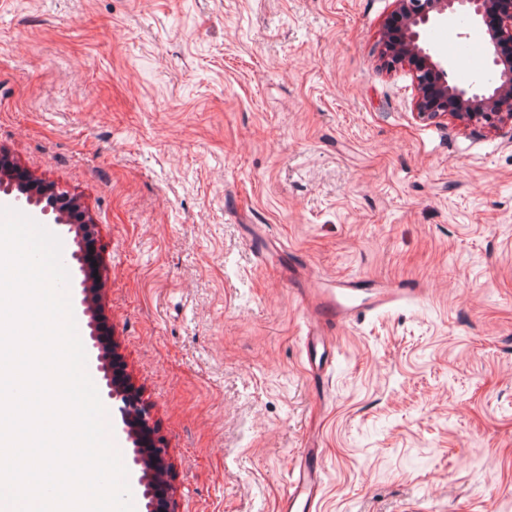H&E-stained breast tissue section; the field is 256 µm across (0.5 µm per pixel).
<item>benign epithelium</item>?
<instances>
[{
    "mask_svg": "<svg viewBox=\"0 0 512 512\" xmlns=\"http://www.w3.org/2000/svg\"><path fill=\"white\" fill-rule=\"evenodd\" d=\"M465 11L483 23L488 36L496 82L488 91H477L458 85L450 64L441 60L423 43L422 29L441 19H452ZM380 53L381 65L387 70L399 66L409 68L417 85L415 109L421 119H438L448 116L463 124L484 123L495 126L506 120L512 121V111L504 108L512 103V0H396V10L387 22ZM22 187L24 194L14 196L22 203L39 206L41 189L53 197V208H44L45 214L53 213L55 221L67 227L73 235L77 250L72 261L82 273H87L90 255L86 244L93 236L94 220L87 214L80 198L74 192L58 184L49 185L37 180L23 168L10 166L0 170V190L12 194ZM79 305L82 315L88 318L90 339L100 345L98 317L104 312V288L80 291ZM96 369L104 373L106 395L121 402V421L117 429L136 443L144 442L152 424L150 407L131 399V390L113 374L109 361L99 356ZM136 469L134 478L143 487L148 499V512H175L174 500L167 493L174 490L173 464L167 448L160 442L155 447L136 449L133 458Z\"/></svg>",
    "mask_w": 512,
    "mask_h": 512,
    "instance_id": "1",
    "label": "benign epithelium"
}]
</instances>
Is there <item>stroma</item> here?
I'll return each mask as SVG.
<instances>
[{
	"instance_id": "obj_1",
	"label": "stroma",
	"mask_w": 512,
	"mask_h": 512,
	"mask_svg": "<svg viewBox=\"0 0 512 512\" xmlns=\"http://www.w3.org/2000/svg\"><path fill=\"white\" fill-rule=\"evenodd\" d=\"M395 0H0V147L82 196L177 512H512V123L423 121ZM458 74L485 33L440 21ZM407 297L310 371L317 286ZM320 455V448H302L295 465L287 472L288 487L279 504L280 512L318 511L323 493Z\"/></svg>"
}]
</instances>
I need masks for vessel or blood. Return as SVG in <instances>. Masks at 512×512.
<instances>
[{
  "mask_svg": "<svg viewBox=\"0 0 512 512\" xmlns=\"http://www.w3.org/2000/svg\"><path fill=\"white\" fill-rule=\"evenodd\" d=\"M400 294L397 288L378 287L363 297L351 278L337 279L335 284L322 289V300L306 322L305 346L310 364L320 370L334 356L337 327L386 308ZM320 455V449H302L295 465L288 471L287 490L280 501L279 512H318L323 493L322 470L318 464Z\"/></svg>",
  "mask_w": 512,
  "mask_h": 512,
  "instance_id": "vessel-or-blood-1",
  "label": "vessel or blood"
}]
</instances>
